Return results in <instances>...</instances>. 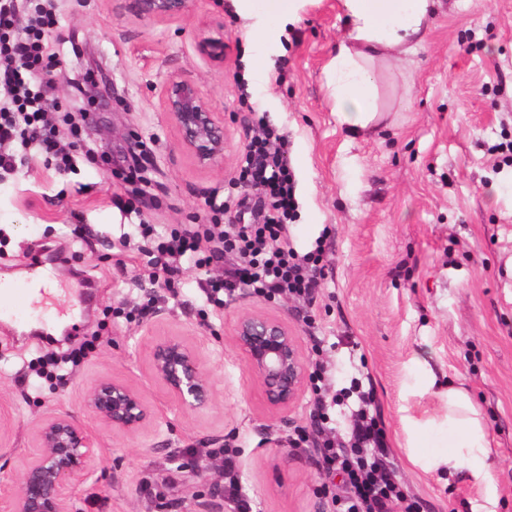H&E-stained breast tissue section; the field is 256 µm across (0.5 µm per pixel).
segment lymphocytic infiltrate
I'll use <instances>...</instances> for the list:
<instances>
[{
    "mask_svg": "<svg viewBox=\"0 0 512 512\" xmlns=\"http://www.w3.org/2000/svg\"><path fill=\"white\" fill-rule=\"evenodd\" d=\"M59 25L55 0H0V172L44 159L56 170L75 166V154L64 137L80 141V129L54 123L49 104L56 80L49 37ZM251 138L237 162L238 180L257 197L232 199L223 190L209 195L206 223L160 229L146 223L133 200L112 198L132 225L123 245L146 256L150 282L171 281L185 266L197 272L196 285L207 302L223 308L236 292L267 297L286 295L301 306L315 299L322 273L323 244L298 252L288 226L297 216V183L288 152V137L257 117ZM237 221L224 223L229 210ZM372 398L361 396L349 441L319 426L317 448L326 470L347 476L344 512H422L423 502L400 482L393 469L380 420L371 414Z\"/></svg>",
    "mask_w": 512,
    "mask_h": 512,
    "instance_id": "lymphocytic-infiltrate-1",
    "label": "lymphocytic infiltrate"
}]
</instances>
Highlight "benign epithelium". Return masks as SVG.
Listing matches in <instances>:
<instances>
[{
	"label": "benign epithelium",
	"instance_id": "benign-epithelium-1",
	"mask_svg": "<svg viewBox=\"0 0 512 512\" xmlns=\"http://www.w3.org/2000/svg\"><path fill=\"white\" fill-rule=\"evenodd\" d=\"M186 3L133 0L137 14L147 19L178 17ZM197 49L210 61L224 63L223 38L205 36ZM164 106L178 129L180 146L204 168L223 165L229 152L224 120L199 87L182 77H169ZM233 341L268 408L285 410L297 402L308 370L298 337L286 322L262 312H243L235 322ZM150 367L184 410L195 412L211 404L213 381L193 343L177 335L153 342ZM84 403L99 421L119 434L134 435L150 421L141 393L112 378L103 377L90 386ZM38 443L40 452L24 465L17 492L0 506L5 512H66L64 487L85 477L96 455V438L66 412L43 420Z\"/></svg>",
	"mask_w": 512,
	"mask_h": 512
}]
</instances>
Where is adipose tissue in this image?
<instances>
[{
	"label": "adipose tissue",
	"instance_id": "obj_1",
	"mask_svg": "<svg viewBox=\"0 0 512 512\" xmlns=\"http://www.w3.org/2000/svg\"><path fill=\"white\" fill-rule=\"evenodd\" d=\"M439 5L440 0H342L348 37L337 46L327 71L334 110L348 131L361 136L382 120L371 67L378 60L411 54ZM442 399L448 440L442 450L427 454L430 467L490 485V442L481 412L463 388H448Z\"/></svg>",
	"mask_w": 512,
	"mask_h": 512
}]
</instances>
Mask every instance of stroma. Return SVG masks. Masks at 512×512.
I'll use <instances>...</instances> for the list:
<instances>
[{
    "mask_svg": "<svg viewBox=\"0 0 512 512\" xmlns=\"http://www.w3.org/2000/svg\"><path fill=\"white\" fill-rule=\"evenodd\" d=\"M443 3L414 53L376 65L386 117L353 139L327 85V65L348 31L341 0H299L288 19L275 18L271 0H252L247 18L236 0H188L182 15L159 20L137 16L131 0H57L58 37L75 40L94 78L112 83L110 96L78 121L100 152L71 174L39 160L0 178V278L26 279L40 251L66 256L55 276L65 312L48 323L72 328L73 346L93 347L67 386H23L19 375L44 350L0 318V498L17 489L42 420L67 412L97 439L88 475L64 489L67 512H233L210 490L224 480L211 451L226 444L239 456L254 512H338L341 476L326 475L313 444H288L295 431L313 428L311 388L290 409L269 410L233 343L238 315L259 311L288 323L307 363L323 357L337 430L347 432L359 391L373 390L397 475L424 512H512V164L497 150L512 140V0ZM215 18L224 22L220 66L197 50ZM254 25L274 33L254 42ZM254 55L265 59L264 74L252 73ZM172 74L194 81L223 118L225 170L202 169L180 148L163 104ZM257 113L291 141L301 203L294 245L305 250L327 238L309 310L250 294L216 310L187 272L177 292L157 286L153 315L118 316L122 304L139 302L133 282L145 271L143 259L116 247L128 230L112 197L129 189L115 173L129 134L149 152V223L194 224L211 189H233ZM78 269L97 286L88 309L78 304ZM307 314L318 336L308 333ZM170 335L199 347L215 382L209 409L184 413L151 375V343ZM427 368L439 384L466 388L481 411L493 500L465 477L445 481L410 463L405 419L436 421L426 451L445 433ZM104 375L143 394L152 417L139 433H114L85 408L87 389ZM199 464L210 466L209 480L198 477Z\"/></svg>",
    "mask_w": 512,
    "mask_h": 512,
    "instance_id": "35a3bbf8",
    "label": "stroma"
}]
</instances>
